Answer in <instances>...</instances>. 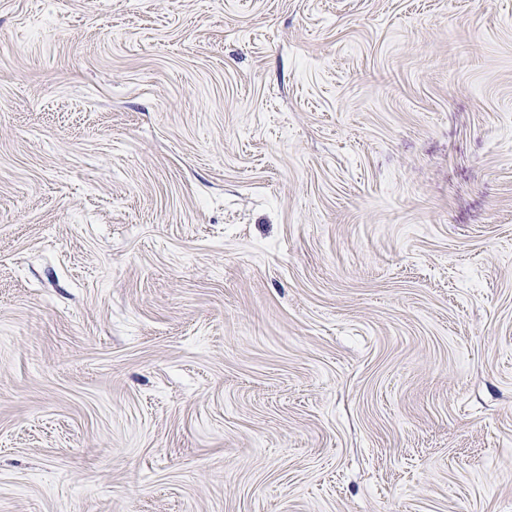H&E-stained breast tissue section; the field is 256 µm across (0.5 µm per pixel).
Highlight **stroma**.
Here are the masks:
<instances>
[{
	"label": "stroma",
	"instance_id": "1",
	"mask_svg": "<svg viewBox=\"0 0 512 512\" xmlns=\"http://www.w3.org/2000/svg\"><path fill=\"white\" fill-rule=\"evenodd\" d=\"M0 512H512V0H0Z\"/></svg>",
	"mask_w": 512,
	"mask_h": 512
}]
</instances>
